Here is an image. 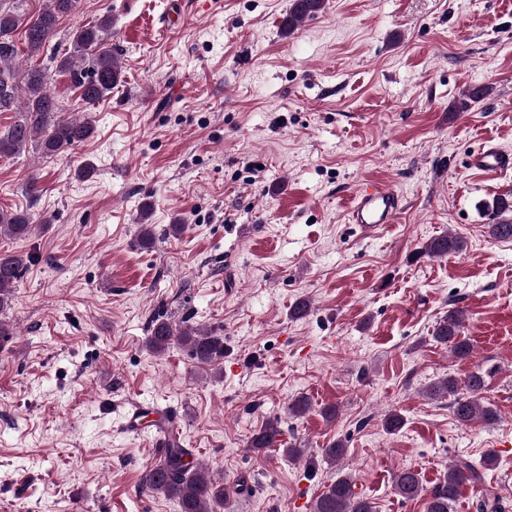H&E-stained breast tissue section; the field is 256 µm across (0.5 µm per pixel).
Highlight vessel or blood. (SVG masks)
Instances as JSON below:
<instances>
[{"mask_svg":"<svg viewBox=\"0 0 512 512\" xmlns=\"http://www.w3.org/2000/svg\"><path fill=\"white\" fill-rule=\"evenodd\" d=\"M470 168L482 175H495L512 170V151L494 144L484 145L470 158ZM402 209V196L395 189L377 181L358 186L350 195L347 216L360 233L377 235L386 225L394 223Z\"/></svg>","mask_w":512,"mask_h":512,"instance_id":"obj_1","label":"vessel or blood"}]
</instances>
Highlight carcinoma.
I'll return each instance as SVG.
<instances>
[{"label":"carcinoma","instance_id":"cac0c4a2","mask_svg":"<svg viewBox=\"0 0 512 512\" xmlns=\"http://www.w3.org/2000/svg\"><path fill=\"white\" fill-rule=\"evenodd\" d=\"M25 0H0V112L18 110L22 119L0 132V157L15 156L34 142L45 156H54L86 142L94 127L86 119L66 116L64 108L49 95L45 85L47 74L36 64L19 70L17 61L22 55L31 60L45 48H51L57 59V69L67 73L73 85L81 90V99L88 105L102 100L112 89L124 82L123 69L112 53L109 39L114 20L104 14L96 22L76 28L68 48L59 52L49 46L62 17L71 14L77 0H46L45 7L27 21H22ZM325 0H292L283 29L291 33L305 18L323 11ZM493 217L488 225L489 235L495 239L512 238V219L504 214L512 212V201L498 197L486 205ZM32 229V217L26 212L0 211V236L12 239L27 237ZM465 242L459 236L444 234L427 241L419 254L444 257L460 254ZM29 257L18 252H0V314L11 306L15 284L28 269ZM463 311L453 308L437 323L433 339L450 346L452 354L465 359L471 353L470 343L460 336ZM177 341L188 347L199 362L212 365L224 359V337L215 331H200L188 324L175 328L168 319L157 316L151 321L146 347L154 353L166 351ZM485 388V374L478 371L469 375L466 392H461L458 381L446 376L434 382L429 394L450 399L456 419L467 424L481 420L492 424L497 413L480 402ZM281 427L268 423L255 434L250 447L261 450L282 444ZM189 449L177 437H172L162 449L158 462L145 475L144 486L155 495L178 501L181 512H216L214 503L224 502V487L210 481L206 468L187 461ZM481 481L479 470L468 460L459 459L448 468V473L431 487L422 484L419 475L404 469L394 476V490L404 499L422 497L426 512H453L460 486ZM354 480L345 474L331 483L317 498L313 512H373L369 501L354 491Z\"/></svg>","mask_w":512,"mask_h":512}]
</instances>
